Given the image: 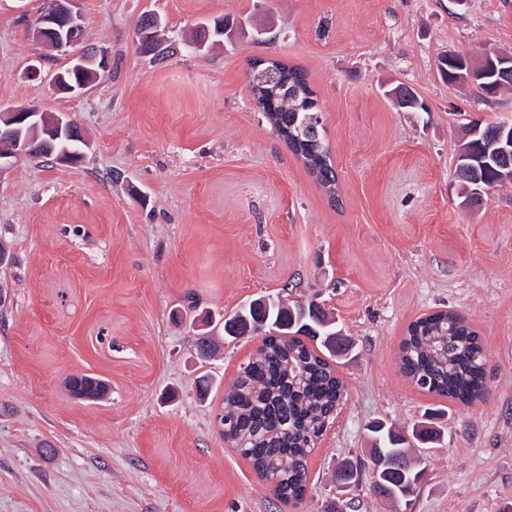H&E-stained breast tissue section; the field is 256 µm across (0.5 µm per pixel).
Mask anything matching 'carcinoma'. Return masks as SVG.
I'll return each instance as SVG.
<instances>
[{"instance_id":"carcinoma-1","label":"carcinoma","mask_w":512,"mask_h":512,"mask_svg":"<svg viewBox=\"0 0 512 512\" xmlns=\"http://www.w3.org/2000/svg\"><path fill=\"white\" fill-rule=\"evenodd\" d=\"M222 18L199 23L193 43L218 44L224 40ZM278 78L251 90L254 101L272 129L302 160L317 182L331 195L337 192V174L323 129L312 122L317 99L306 73L280 61L273 63ZM482 125L463 144L473 166L460 171L463 191L468 188L502 186V159L493 152ZM248 320L266 324L268 336L252 356L240 365L238 375L224 400L220 419L222 436L247 459L254 471L271 487L274 497L298 504L308 492V459L333 423V411L346 399L345 385L335 374L330 359L336 355V336L341 334L335 318L323 309L265 297L244 311ZM293 326L292 336L284 328ZM245 333L239 314L224 319V339L232 342ZM317 344L312 348L310 343ZM218 350L214 337L199 338L197 355L209 360ZM400 366L418 388L460 402L483 394V349L479 334L455 311L439 312L413 321L400 345ZM75 397L97 402L109 395V386L99 377L81 374L68 381ZM368 460L343 464L336 483L359 481L362 470L385 457L394 464L381 469L373 494L392 501L410 497L422 482L425 468L413 450L427 439L428 431L400 430L384 422L373 425Z\"/></svg>"}]
</instances>
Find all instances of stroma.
Listing matches in <instances>:
<instances>
[{
	"label": "stroma",
	"instance_id": "stroma-1",
	"mask_svg": "<svg viewBox=\"0 0 512 512\" xmlns=\"http://www.w3.org/2000/svg\"><path fill=\"white\" fill-rule=\"evenodd\" d=\"M42 6L0 0V107L72 113L92 147L74 165L0 167V512H512V184L469 210L453 180L465 119L512 122V91L485 99L438 70L450 53L512 51V0H76L112 56L78 95L25 76ZM147 10L167 24L159 57L139 49ZM217 17L238 29L196 48L191 30ZM256 57L307 73L338 198L256 108ZM400 83L428 112L395 108L385 91ZM267 295L325 303L350 341L334 363L347 401L297 508L217 419L257 338L196 352L205 313ZM445 309L484 348L469 404L400 370L408 325ZM78 374L110 396L72 397ZM379 422L440 433L410 504L334 480Z\"/></svg>",
	"mask_w": 512,
	"mask_h": 512
}]
</instances>
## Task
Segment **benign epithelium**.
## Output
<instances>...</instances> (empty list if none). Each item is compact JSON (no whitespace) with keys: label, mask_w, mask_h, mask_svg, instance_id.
I'll list each match as a JSON object with an SVG mask.
<instances>
[{"label":"benign epithelium","mask_w":512,"mask_h":512,"mask_svg":"<svg viewBox=\"0 0 512 512\" xmlns=\"http://www.w3.org/2000/svg\"><path fill=\"white\" fill-rule=\"evenodd\" d=\"M74 0H47V7L31 25L32 36L51 51H66L71 68L78 71H97L109 60L108 51L86 43L84 27L74 12ZM448 63L456 67V82L479 87L487 78L498 84L512 82V52L488 50L479 58L448 55ZM44 59L27 69V77L46 81L57 92L75 94L87 88V84L73 85L63 74L43 72ZM12 143V148L0 154V166L4 162L35 153L46 156L59 164L70 163V157L59 149L63 140H90L72 115L66 112H44L33 108L0 110V141ZM494 144L505 155L512 154V123L503 122L494 136Z\"/></svg>","instance_id":"obj_1"}]
</instances>
